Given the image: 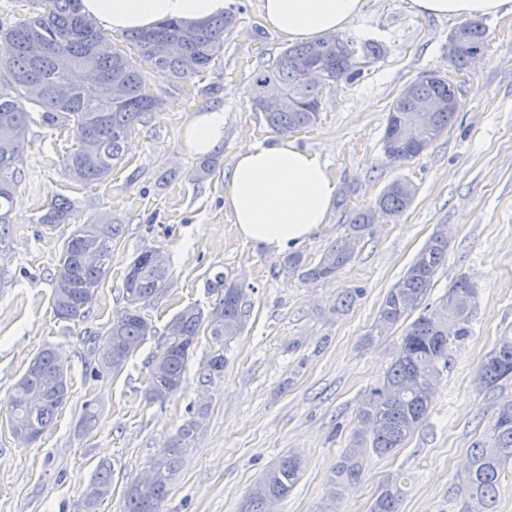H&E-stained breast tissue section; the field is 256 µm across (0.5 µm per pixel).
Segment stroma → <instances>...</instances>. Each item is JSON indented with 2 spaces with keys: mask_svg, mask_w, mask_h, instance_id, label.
<instances>
[{
  "mask_svg": "<svg viewBox=\"0 0 512 512\" xmlns=\"http://www.w3.org/2000/svg\"><path fill=\"white\" fill-rule=\"evenodd\" d=\"M236 27L224 54L194 80L190 95L169 97L149 114L123 165L100 184L68 179L61 161L76 146L72 130L32 119L22 180L8 237L0 241V512H79L99 464H110L112 494L96 512H123L126 486L149 468L179 429L195 422L194 438L163 512H240L252 485L282 455L303 460L300 479L276 512H321L336 464L358 427L357 413L382 380L401 342L399 332L364 345L391 286L437 232L448 235V261L427 297L438 303L462 274L478 285L473 334L452 354L422 427L394 455L367 456L361 479L347 485L340 512H367L388 474L411 477L400 512H453L460 474L473 443L487 431L497 404L512 399V382L488 392L479 371L499 337L512 335V14L486 18L490 42L465 71L448 64L455 20L416 13L410 0H368L342 35L375 41L381 57H358L361 77L323 91L319 123L297 132L299 145L319 153L336 180L325 224L298 251L311 262L340 236L358 210L375 205L393 181L416 190L399 217L373 225L335 279L303 282L284 256L242 240L224 205V185L237 151L273 133L254 111L259 66L272 64L284 43L265 29L260 0H233ZM434 72L458 87V119L424 153L389 163L382 137L392 101L410 81ZM217 93H208L210 85ZM207 108L224 111V142L211 155L212 176L198 181L201 158L181 140L183 125ZM62 195L75 204L70 223L46 226L45 202ZM123 226L110 271L90 316L63 321L51 309V275L60 246L90 213ZM159 251L169 268L167 292L143 314L155 331L123 371L94 378V351L106 345L112 319L125 306L123 280L133 257ZM237 278L250 304L243 332L224 348L221 377L202 384L212 347L200 337L182 388L164 402L148 400V366L168 321L195 304L210 309V272ZM363 296L334 311L346 289ZM47 346L68 366L70 397L52 428L35 443L17 441L6 424L12 388ZM97 411L91 432L80 421Z\"/></svg>",
  "mask_w": 512,
  "mask_h": 512,
  "instance_id": "35a3bbf8",
  "label": "stroma"
}]
</instances>
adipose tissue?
Masks as SVG:
<instances>
[{"label":"adipose tissue","mask_w":512,"mask_h":512,"mask_svg":"<svg viewBox=\"0 0 512 512\" xmlns=\"http://www.w3.org/2000/svg\"><path fill=\"white\" fill-rule=\"evenodd\" d=\"M232 0H77L78 12L106 31L147 30L168 21L195 23L219 15ZM366 0H260L265 27L283 41H317L346 28ZM417 13L477 19L512 12V0H411ZM185 145L208 155L224 140V111L195 114L182 129ZM336 197L327 162L288 137L243 146L235 155L224 200L240 238L271 252L314 235Z\"/></svg>","instance_id":"obj_1"}]
</instances>
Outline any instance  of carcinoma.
Segmentation results:
<instances>
[{"label": "carcinoma", "mask_w": 512, "mask_h": 512, "mask_svg": "<svg viewBox=\"0 0 512 512\" xmlns=\"http://www.w3.org/2000/svg\"><path fill=\"white\" fill-rule=\"evenodd\" d=\"M24 2L39 10L18 12L9 25L0 27V36L12 45L11 57L0 63V239L10 230L9 215L28 143L30 113H40L41 121L49 127L69 128L74 133L77 147L62 161L66 176L84 185L101 184L124 159L129 140L146 123L148 114L165 103V95L184 89L186 81L203 74L212 61L224 54V34L237 22L230 10L220 18L193 26L169 21L153 29L132 31L126 36V43L95 53L94 45L105 34L92 20L77 13L76 0H14L16 5ZM155 36L181 41L182 53L153 58ZM37 41L46 43L48 50L36 64L32 50ZM488 46L485 24L469 20L463 40L455 54L448 57V63L460 72L470 65L474 50L484 53ZM358 50L364 55L380 54V47L374 42L357 46L342 37L334 42H302L284 49L275 63L257 70L253 88L256 92L266 83H275L282 102L271 106L254 96V110L263 113L267 125L282 135L317 125L322 89L360 76L355 68ZM316 58L325 62L326 79L309 84L302 80L303 67ZM76 69L96 89L103 80H111L118 88L120 101H110L100 94L86 95L71 80ZM151 70L164 76L167 88L155 90V99L147 104V73ZM61 83L70 89L65 100L56 94ZM409 86L412 97L438 101L442 109L432 113L431 120L421 122L411 101L399 97L393 101L382 149L385 157L397 165L427 150L447 131L460 109L458 87L447 77L431 73L411 81ZM414 123L418 124V136L409 139L405 131ZM414 194L412 185L393 182L374 207L355 215L345 235L330 244L316 263L306 262L297 253L289 255L285 265L308 283L335 278L356 256L371 226L382 217L400 216L412 204ZM73 207L69 198L54 197L44 205L39 223L67 224ZM121 232L122 225L114 222L111 215L94 212L63 240L52 276V310L57 319L76 321L90 315L109 272L112 243ZM447 259L448 237L431 236L389 289L365 334V341L371 343L394 328H402L399 350L382 383L372 389L358 410L360 429L353 434L336 467L322 512H335L339 487L361 478L368 454L394 453L423 425L453 349L472 335L478 287L466 275L451 283L434 308L426 307L409 319L431 291L437 272ZM133 264V271L124 276L126 306L112 319L107 347L94 353V372L99 377L119 374L148 337L154 335L142 309L167 290L168 268L155 263L148 249L139 252ZM206 284L216 295L214 307L206 312L195 304L187 305L167 324L166 340L149 364L147 393L151 401L162 402L182 387L187 363L201 335L214 341L203 377L210 380L224 373V344L244 328L245 293L243 287L234 286L233 277L221 270L209 275ZM503 380H512V336L500 337L479 373L480 385L487 391L494 390ZM32 390L45 392L46 399L30 401L28 393ZM69 391L65 361L55 348L43 349L13 386L7 418L11 433L30 430L41 437L66 404ZM194 428L193 421L185 424L178 438L154 457L149 466L154 475L150 492H141L135 481L127 486L124 512H162ZM508 469L512 470L511 399L498 405L488 432L472 445L460 484L463 500L459 512H496L499 483ZM300 471L301 459L297 455L280 457L250 489L245 512H265L267 499L287 497ZM405 486L403 475H388L369 512H400ZM111 493L112 471L103 466L86 493L85 512H93L95 505Z\"/></svg>", "instance_id": "carcinoma-1"}]
</instances>
